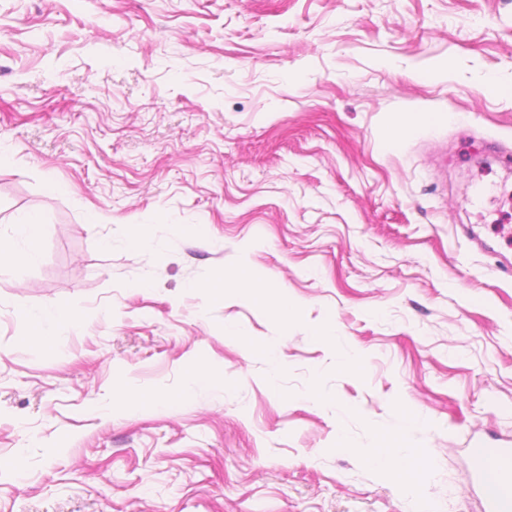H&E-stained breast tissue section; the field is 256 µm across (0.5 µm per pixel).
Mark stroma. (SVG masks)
I'll return each mask as SVG.
<instances>
[{
	"label": "stroma",
	"instance_id": "35a3bbf8",
	"mask_svg": "<svg viewBox=\"0 0 512 512\" xmlns=\"http://www.w3.org/2000/svg\"><path fill=\"white\" fill-rule=\"evenodd\" d=\"M0 141V239L44 224L0 276V512H484L512 0H0ZM243 265L264 298L208 291ZM48 306L81 323L30 343ZM410 412L408 485L366 453ZM43 225L37 215H27L14 225L13 235L19 245L5 247L0 242V276L14 275L20 267L37 262L41 251ZM23 317L28 324L27 338L41 344H48L52 327L57 323H77L80 320V316L73 309L60 307L26 309Z\"/></svg>",
	"mask_w": 512,
	"mask_h": 512
}]
</instances>
